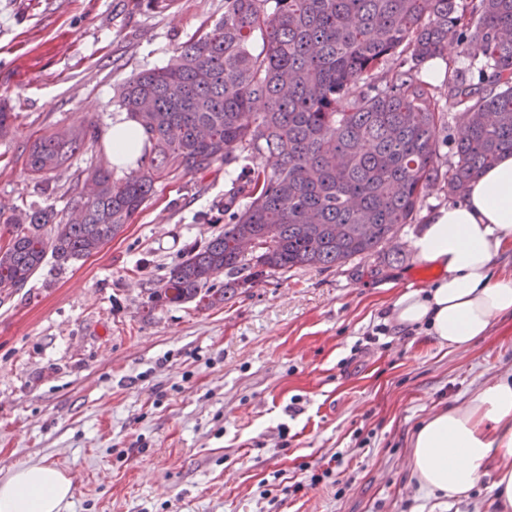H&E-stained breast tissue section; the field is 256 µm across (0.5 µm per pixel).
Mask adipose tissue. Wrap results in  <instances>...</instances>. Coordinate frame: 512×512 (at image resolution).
Returning <instances> with one entry per match:
<instances>
[{
    "label": "adipose tissue",
    "mask_w": 512,
    "mask_h": 512,
    "mask_svg": "<svg viewBox=\"0 0 512 512\" xmlns=\"http://www.w3.org/2000/svg\"><path fill=\"white\" fill-rule=\"evenodd\" d=\"M509 244L512 154L506 153L463 198L426 219L414 249L440 275L393 302L394 324L425 330L451 350L486 335L512 313V275L495 271L497 253ZM409 462L419 489L445 505L467 497L494 471L495 512H512V379L488 381L464 406L429 414L410 439ZM72 495L69 477L49 465L23 463L0 474V512H62Z\"/></svg>",
    "instance_id": "ef3b65f1"
}]
</instances>
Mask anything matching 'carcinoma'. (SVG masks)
<instances>
[{
    "mask_svg": "<svg viewBox=\"0 0 512 512\" xmlns=\"http://www.w3.org/2000/svg\"><path fill=\"white\" fill-rule=\"evenodd\" d=\"M450 42L478 78L450 65L436 86L421 70ZM116 103L142 129L136 167L119 178L102 164L80 171L64 214L51 204L1 214L0 292L25 287L49 259L61 268L98 252L163 177L221 163L239 169L224 231L144 302L211 309L275 274L380 254L431 188L459 199L512 152V0H224V17L181 43L175 65L140 72ZM450 118L464 129L451 143ZM16 119L1 99V137ZM98 138L93 125L42 135L24 170L48 180ZM242 236L255 252L237 251Z\"/></svg>",
    "mask_w": 512,
    "mask_h": 512,
    "instance_id": "cac0c4a2",
    "label": "carcinoma"
}]
</instances>
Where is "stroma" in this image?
<instances>
[{
  "label": "stroma",
  "mask_w": 512,
  "mask_h": 512,
  "mask_svg": "<svg viewBox=\"0 0 512 512\" xmlns=\"http://www.w3.org/2000/svg\"><path fill=\"white\" fill-rule=\"evenodd\" d=\"M223 14L224 0H0V99L19 114L0 138V213L64 209L74 175L106 153L114 89ZM89 124L100 144L50 180L25 173L33 132ZM229 187L220 165L160 180L98 253L46 263L0 300V469L62 470L67 512H493L492 476L450 508L410 477L429 411L512 375V313L454 351L393 326L392 299L439 275L415 255L420 225L388 244L402 258L376 276L357 259L209 310L144 312L148 288L222 231Z\"/></svg>",
  "instance_id": "stroma-1"
}]
</instances>
